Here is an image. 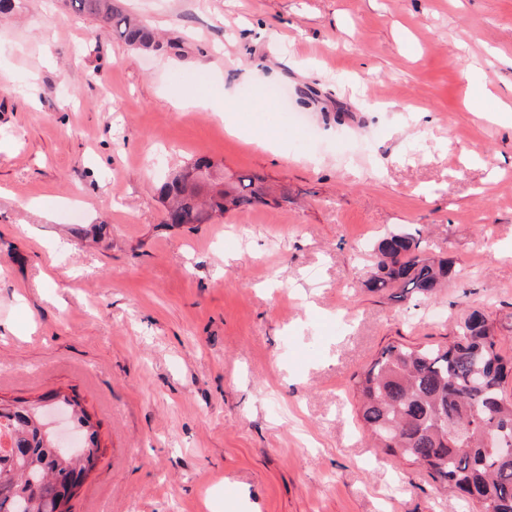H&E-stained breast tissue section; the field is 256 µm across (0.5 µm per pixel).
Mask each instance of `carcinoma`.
Listing matches in <instances>:
<instances>
[{"instance_id":"cac0c4a2","label":"carcinoma","mask_w":512,"mask_h":512,"mask_svg":"<svg viewBox=\"0 0 512 512\" xmlns=\"http://www.w3.org/2000/svg\"><path fill=\"white\" fill-rule=\"evenodd\" d=\"M78 16L113 26L128 46L159 52L169 43L150 25L123 14L117 0H65ZM214 164L199 158L162 186L167 224H207L229 211L268 204L257 176H239L227 188L201 195ZM366 288L393 303L426 300L448 287L452 262L428 255L421 231H391L371 246ZM446 345L391 343L360 373L353 390L365 436L386 453L426 469L440 484L460 492L481 512H512V453L491 438L512 436V357L480 311L466 314ZM42 409L0 404V512H67L62 489L77 485L95 449L79 455L56 449L43 429Z\"/></svg>"}]
</instances>
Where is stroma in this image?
<instances>
[{
	"label": "stroma",
	"instance_id": "35a3bbf8",
	"mask_svg": "<svg viewBox=\"0 0 512 512\" xmlns=\"http://www.w3.org/2000/svg\"><path fill=\"white\" fill-rule=\"evenodd\" d=\"M119 4L174 49L63 0L0 18V402L91 418L69 512H464L368 442L352 379L473 309L512 356V0ZM201 156L288 202L165 223ZM407 228L454 263L418 305L365 287Z\"/></svg>",
	"mask_w": 512,
	"mask_h": 512
}]
</instances>
